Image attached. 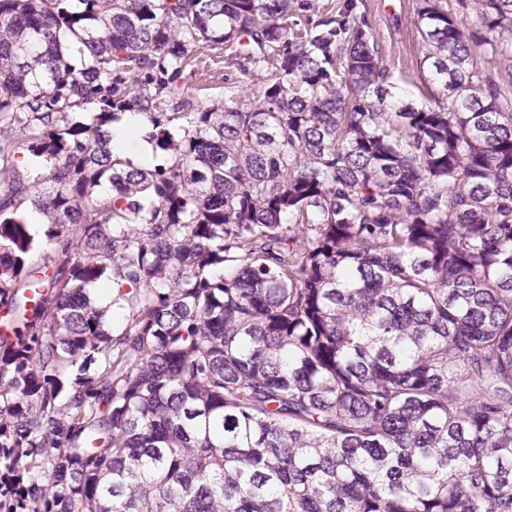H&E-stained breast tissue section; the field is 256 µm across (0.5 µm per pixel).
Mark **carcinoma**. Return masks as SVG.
I'll return each mask as SVG.
<instances>
[{
	"label": "carcinoma",
	"instance_id": "cac0c4a2",
	"mask_svg": "<svg viewBox=\"0 0 512 512\" xmlns=\"http://www.w3.org/2000/svg\"><path fill=\"white\" fill-rule=\"evenodd\" d=\"M72 2L0 0V512H512V0H417L419 106L366 0ZM226 54L224 49L205 50L196 62L185 69L182 85L198 104L208 106L212 101L224 99V86L241 80L235 69L225 68ZM143 123L140 113L126 112L122 120L112 126L113 152L122 159H127L134 167L151 165L155 161L153 144L141 136ZM133 144L136 147L130 151ZM40 216L41 215H39L38 213H36L34 211H30L29 212V220L31 221L30 223L38 224L39 220H40ZM43 218L41 216V226L38 231L33 232L31 229L32 233L35 235L34 236L35 248H34V251H33L32 257H31V261L34 264H44L45 262L48 261V258L50 256L55 255L52 242L47 241L44 236V230L46 229V226H44L43 222H45V218H44V221H43Z\"/></svg>",
	"mask_w": 512,
	"mask_h": 512
}]
</instances>
